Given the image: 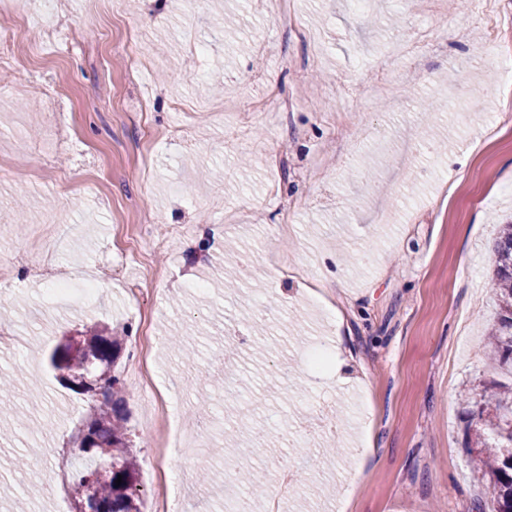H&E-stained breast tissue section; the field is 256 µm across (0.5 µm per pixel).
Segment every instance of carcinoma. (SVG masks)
<instances>
[{"instance_id":"cac0c4a2","label":"carcinoma","mask_w":512,"mask_h":512,"mask_svg":"<svg viewBox=\"0 0 512 512\" xmlns=\"http://www.w3.org/2000/svg\"><path fill=\"white\" fill-rule=\"evenodd\" d=\"M495 281L493 292L502 310L488 336L492 356L512 368V223L502 225L495 243ZM120 352L116 336H105L90 328L83 346L56 348L51 365L61 371L99 364L97 389L101 395L99 411L79 430L74 454L85 460L83 471L71 487L75 512H140L136 494L139 461L130 446L119 406L123 391L119 374L113 370ZM488 412H479L481 467L477 479L494 502V512H512V387L493 388L483 394ZM121 485H116L117 478Z\"/></svg>"}]
</instances>
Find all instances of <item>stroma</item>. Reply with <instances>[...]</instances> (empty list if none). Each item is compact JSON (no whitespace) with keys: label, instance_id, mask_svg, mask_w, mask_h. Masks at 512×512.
<instances>
[{"label":"stroma","instance_id":"1","mask_svg":"<svg viewBox=\"0 0 512 512\" xmlns=\"http://www.w3.org/2000/svg\"><path fill=\"white\" fill-rule=\"evenodd\" d=\"M294 9L284 27L272 0H49L0 53V512H73L71 437L95 398L41 358L92 326L122 338L142 512L158 464L183 474L178 512H268L238 473L279 465L299 476L279 512H492L468 441L483 391L512 383L484 347L512 221V83L475 16L512 23V0ZM73 277L96 303L54 301ZM337 277L342 327L309 299ZM235 330L252 341L228 397L218 352ZM140 336L164 343L148 367L178 383L180 422H212L192 466L156 457L130 373ZM319 405L328 430L283 446Z\"/></svg>","mask_w":512,"mask_h":512}]
</instances>
